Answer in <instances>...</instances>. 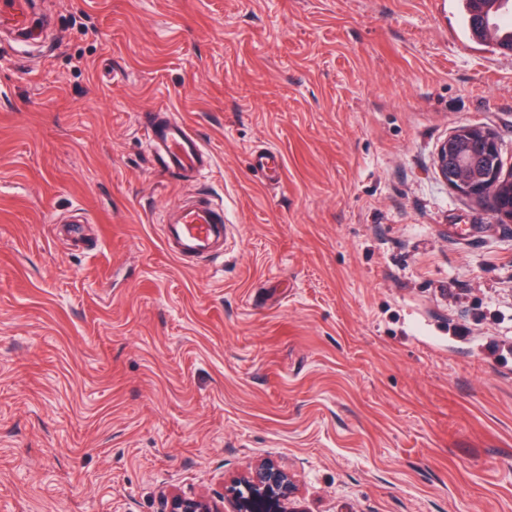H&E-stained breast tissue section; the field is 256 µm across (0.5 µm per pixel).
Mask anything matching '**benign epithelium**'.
Returning <instances> with one entry per match:
<instances>
[{
    "instance_id": "1",
    "label": "benign epithelium",
    "mask_w": 512,
    "mask_h": 512,
    "mask_svg": "<svg viewBox=\"0 0 512 512\" xmlns=\"http://www.w3.org/2000/svg\"><path fill=\"white\" fill-rule=\"evenodd\" d=\"M491 4L492 0H478L475 3L479 37L498 48L500 43L484 20L485 10ZM474 143L483 149L485 157L499 151L500 141L494 132L481 125L465 124L451 131L439 144L435 166L455 193L484 208L488 199L502 188V171L512 174V166L506 169L504 161L497 159L479 174L470 169V162L454 160L456 146ZM230 495L233 512H306L294 505L295 491L291 479L270 461L234 479L230 485ZM166 512H223V508L205 497L173 495L166 500Z\"/></svg>"
}]
</instances>
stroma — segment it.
<instances>
[{
  "label": "stroma",
  "instance_id": "stroma-1",
  "mask_svg": "<svg viewBox=\"0 0 512 512\" xmlns=\"http://www.w3.org/2000/svg\"><path fill=\"white\" fill-rule=\"evenodd\" d=\"M463 15L35 0L38 36L0 33V512L220 502L264 459L307 512H512V223L434 166L465 123L512 158V55ZM159 109L196 183L155 168ZM192 193L229 234L184 266L160 226ZM141 128L154 165L161 171L194 182L213 167L210 151L182 118L173 112H152L143 116ZM251 165L256 170H265L279 177L283 171L281 158L273 150L254 152L251 157Z\"/></svg>",
  "mask_w": 512,
  "mask_h": 512
}]
</instances>
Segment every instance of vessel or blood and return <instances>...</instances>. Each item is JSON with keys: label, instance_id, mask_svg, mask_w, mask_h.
<instances>
[{"label": "vessel or blood", "instance_id": "obj_1", "mask_svg": "<svg viewBox=\"0 0 512 512\" xmlns=\"http://www.w3.org/2000/svg\"><path fill=\"white\" fill-rule=\"evenodd\" d=\"M31 0H0V27L25 30ZM141 128L155 166L183 182L209 172L213 156L191 126L175 113L162 111L143 116ZM224 210L205 199L188 200L172 210L162 226L167 251L181 263L224 253Z\"/></svg>", "mask_w": 512, "mask_h": 512}]
</instances>
